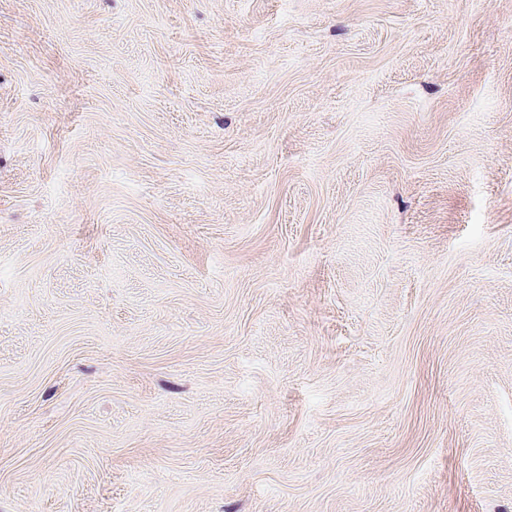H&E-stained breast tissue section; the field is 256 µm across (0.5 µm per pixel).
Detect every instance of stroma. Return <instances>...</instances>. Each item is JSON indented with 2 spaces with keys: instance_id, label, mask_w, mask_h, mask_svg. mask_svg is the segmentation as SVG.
Masks as SVG:
<instances>
[{
  "instance_id": "obj_1",
  "label": "stroma",
  "mask_w": 512,
  "mask_h": 512,
  "mask_svg": "<svg viewBox=\"0 0 512 512\" xmlns=\"http://www.w3.org/2000/svg\"><path fill=\"white\" fill-rule=\"evenodd\" d=\"M0 512H512V0H0Z\"/></svg>"
}]
</instances>
